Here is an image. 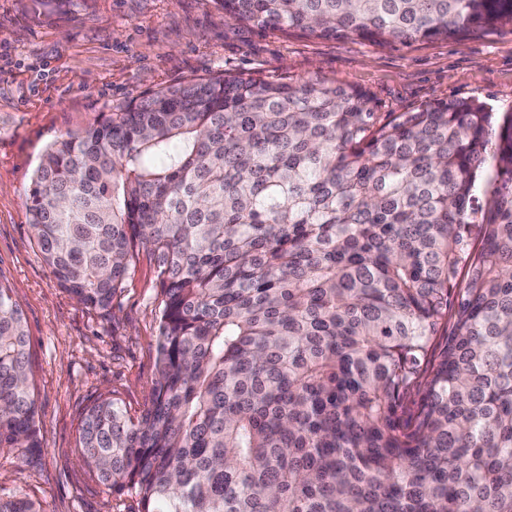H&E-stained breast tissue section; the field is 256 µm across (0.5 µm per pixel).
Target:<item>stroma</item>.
<instances>
[{
	"label": "stroma",
	"instance_id": "35a3bbf8",
	"mask_svg": "<svg viewBox=\"0 0 512 512\" xmlns=\"http://www.w3.org/2000/svg\"><path fill=\"white\" fill-rule=\"evenodd\" d=\"M317 76L367 91L382 119L440 100L512 113V25L489 34L377 45L284 34L225 19L213 0H0V282L19 304L40 420L39 461L0 455V497L44 512H141L100 485L77 448L85 406L146 407L156 377L161 301L141 258L111 315L78 303L45 264L27 195L46 148L113 108L197 77Z\"/></svg>",
	"mask_w": 512,
	"mask_h": 512
}]
</instances>
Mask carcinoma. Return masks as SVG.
Here are the masks:
<instances>
[{
  "mask_svg": "<svg viewBox=\"0 0 512 512\" xmlns=\"http://www.w3.org/2000/svg\"><path fill=\"white\" fill-rule=\"evenodd\" d=\"M214 2L377 44L512 22V0ZM27 206L87 307L110 314L154 263L149 403L132 418L99 395L77 443L142 512H512V113L452 99L382 123L318 78L193 79L55 141ZM27 344L0 283V452L30 465Z\"/></svg>",
  "mask_w": 512,
  "mask_h": 512,
  "instance_id": "obj_1",
  "label": "carcinoma"
}]
</instances>
